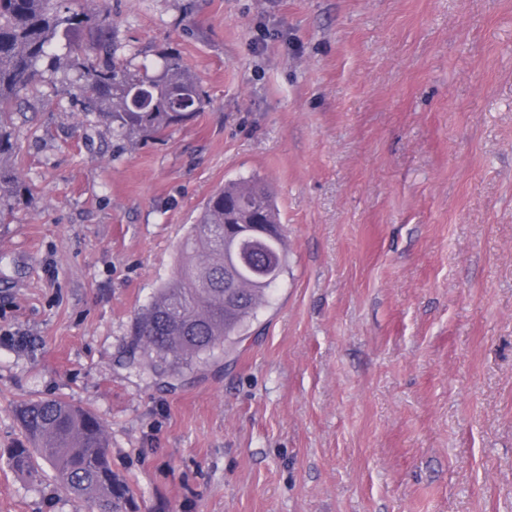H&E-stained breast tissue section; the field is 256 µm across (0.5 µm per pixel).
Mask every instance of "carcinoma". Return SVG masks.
I'll list each match as a JSON object with an SVG mask.
<instances>
[{
  "label": "carcinoma",
  "instance_id": "obj_1",
  "mask_svg": "<svg viewBox=\"0 0 512 512\" xmlns=\"http://www.w3.org/2000/svg\"><path fill=\"white\" fill-rule=\"evenodd\" d=\"M107 23L102 11H76L65 0H0V195L15 184L7 166L17 150L13 116L46 72L66 67L79 73L80 83L64 92L82 97L89 112L111 114L121 132L163 134L203 109L206 93L178 57L163 55L158 74H140L115 62L99 64L73 41L93 27L98 51H108ZM226 224L244 229L239 246L246 256L227 298ZM287 270L271 188L257 177L225 185L207 200L179 249L171 278L139 314L135 336L149 359L133 357L131 364L153 376L174 375L230 346ZM19 422L30 447L10 451L16 471L35 479L44 462L89 512H122L130 490L112 473L104 426L94 413L60 399H40L20 407Z\"/></svg>",
  "mask_w": 512,
  "mask_h": 512
}]
</instances>
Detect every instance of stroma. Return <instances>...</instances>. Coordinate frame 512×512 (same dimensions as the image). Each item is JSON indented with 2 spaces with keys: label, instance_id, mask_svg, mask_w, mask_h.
Masks as SVG:
<instances>
[{
  "label": "stroma",
  "instance_id": "stroma-1",
  "mask_svg": "<svg viewBox=\"0 0 512 512\" xmlns=\"http://www.w3.org/2000/svg\"><path fill=\"white\" fill-rule=\"evenodd\" d=\"M112 58L205 93L159 136L38 80L0 199V512H86L7 456L103 422L128 512H512V0H100ZM273 190L288 271L176 377L134 322L203 203Z\"/></svg>",
  "mask_w": 512,
  "mask_h": 512
}]
</instances>
